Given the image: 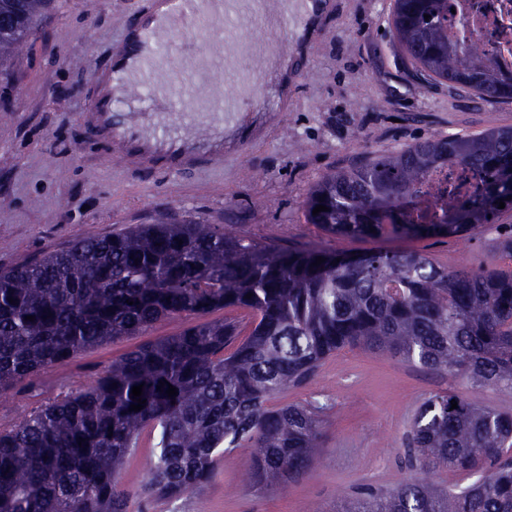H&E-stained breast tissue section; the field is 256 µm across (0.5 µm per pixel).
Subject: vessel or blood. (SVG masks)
I'll list each match as a JSON object with an SVG mask.
<instances>
[{"instance_id":"obj_1","label":"vessel or blood","mask_w":512,"mask_h":512,"mask_svg":"<svg viewBox=\"0 0 512 512\" xmlns=\"http://www.w3.org/2000/svg\"><path fill=\"white\" fill-rule=\"evenodd\" d=\"M326 7L327 0H144L123 21L105 64L92 68L94 103L79 122L140 173L220 169L225 131H237L236 150L253 142L245 117L264 109L265 69L298 56ZM191 49L187 73L166 70L173 52ZM245 52L257 69L240 71Z\"/></svg>"}]
</instances>
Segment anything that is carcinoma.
Wrapping results in <instances>:
<instances>
[{"mask_svg": "<svg viewBox=\"0 0 512 512\" xmlns=\"http://www.w3.org/2000/svg\"><path fill=\"white\" fill-rule=\"evenodd\" d=\"M42 3L0 0V62L24 45ZM447 15L448 0H396L392 25L406 58L430 78L511 101L512 72L449 38ZM448 165L485 179L429 220L417 207L420 186ZM501 201L512 208L511 127L432 138L342 168L315 185L305 210L332 237L427 238L478 231ZM318 205L328 210L312 214ZM318 257L325 262L316 266ZM222 309L247 312L249 333L226 318L140 345L96 384L1 430L0 512H129L118 476L153 430L160 451L140 491L147 498L177 500L209 483L224 448L252 449L257 491L301 477L320 447L319 410L270 401L306 385L346 346L512 391V268L445 269L413 250L285 248L206 224H138L0 269V391L161 320ZM140 384L145 404L134 412ZM170 385L177 395L166 394ZM510 450L511 413L433 394L413 420L408 460L480 480L448 489L404 481L336 512H512Z\"/></svg>", "mask_w": 512, "mask_h": 512, "instance_id": "carcinoma-1", "label": "carcinoma"}]
</instances>
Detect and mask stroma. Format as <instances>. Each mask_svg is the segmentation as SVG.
Masks as SVG:
<instances>
[{
	"mask_svg": "<svg viewBox=\"0 0 512 512\" xmlns=\"http://www.w3.org/2000/svg\"><path fill=\"white\" fill-rule=\"evenodd\" d=\"M141 0H48L21 53L0 63V269L59 250L78 238L133 224H207L248 240L336 252L415 250L455 269L511 268L498 240L512 227L502 210L492 227L461 237L368 242L325 235L308 223L305 202L326 175L381 153L456 133L512 127V101L427 81L406 59L390 18L394 0H331L306 48L287 111L258 113L257 137L207 174L142 175L111 160L78 123L92 105L90 71ZM189 317L120 336L0 392V428L12 427L62 392L94 385L135 346L179 333ZM453 392L478 406L512 412V392L431 373L390 353L343 348L325 358L305 387L274 403L321 407L322 443L303 477L258 492L244 477L246 448L218 455L205 487L176 501L143 500L151 448L119 475L129 512H336L338 502L404 480L445 488L471 477L404 463L409 426L432 394Z\"/></svg>",
	"mask_w": 512,
	"mask_h": 512,
	"instance_id": "stroma-1",
	"label": "stroma"
}]
</instances>
